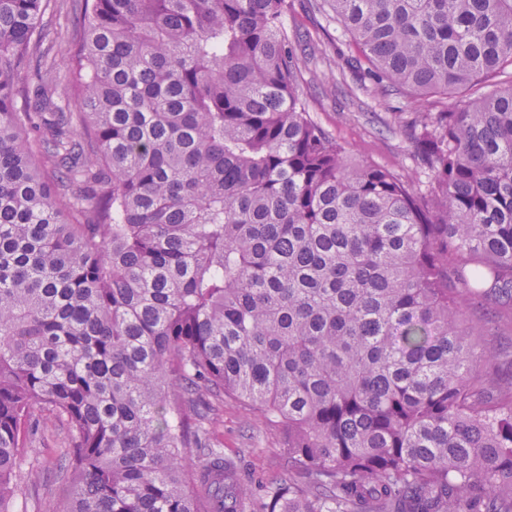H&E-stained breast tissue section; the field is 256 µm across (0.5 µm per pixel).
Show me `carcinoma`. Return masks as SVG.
I'll use <instances>...</instances> for the list:
<instances>
[{
    "instance_id": "1",
    "label": "carcinoma",
    "mask_w": 512,
    "mask_h": 512,
    "mask_svg": "<svg viewBox=\"0 0 512 512\" xmlns=\"http://www.w3.org/2000/svg\"><path fill=\"white\" fill-rule=\"evenodd\" d=\"M48 3L0 0V512L40 411L39 512H512V85L469 97L512 0H328L375 89L455 98L406 121L423 180L311 119L288 0H85L56 100L19 84ZM226 396L283 432L259 495L212 441ZM64 431L58 421L53 418L41 421L39 430L30 435L28 442V460L39 461L42 467L41 479L36 487H29L25 491L19 509H27V512H37V508L52 496L58 486L55 473V461L64 452Z\"/></svg>"
}]
</instances>
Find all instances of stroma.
<instances>
[{
    "mask_svg": "<svg viewBox=\"0 0 512 512\" xmlns=\"http://www.w3.org/2000/svg\"><path fill=\"white\" fill-rule=\"evenodd\" d=\"M290 4L285 27L298 57L299 91L312 119L343 144L353 159L402 175L410 173L413 145L399 118L444 111L450 107L449 99L404 90L375 96L370 81L349 69L347 57L355 48L323 0H290ZM45 20L61 34L56 67L66 70L83 23L79 0H54ZM63 438V429L53 419L42 421L31 435L27 457L39 461L42 475L20 502L25 512H37L54 494L58 486L54 465ZM216 438L248 486L259 491L275 481L281 469L282 434L277 426L246 415L238 401L228 399Z\"/></svg>",
    "mask_w": 512,
    "mask_h": 512,
    "instance_id": "1",
    "label": "stroma"
}]
</instances>
